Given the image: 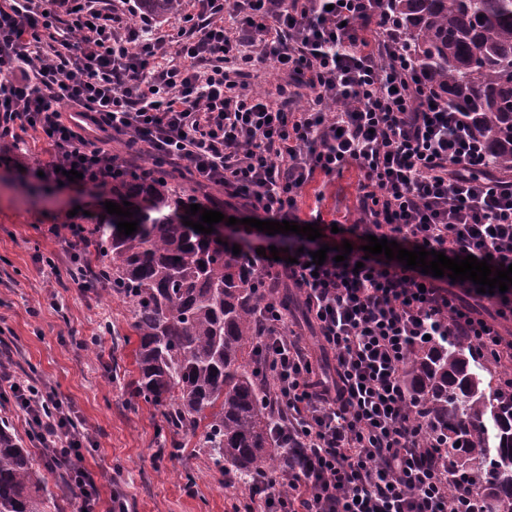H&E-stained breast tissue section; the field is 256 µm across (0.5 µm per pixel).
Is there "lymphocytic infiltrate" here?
<instances>
[{"label": "lymphocytic infiltrate", "instance_id": "obj_1", "mask_svg": "<svg viewBox=\"0 0 512 512\" xmlns=\"http://www.w3.org/2000/svg\"><path fill=\"white\" fill-rule=\"evenodd\" d=\"M223 14L235 27L218 23ZM114 21L107 0H0V139L19 130L41 137L52 155L46 179L73 169L76 187L91 192L151 180L152 169L105 150L117 134L222 188L225 217L298 225L299 198L316 175L349 165L363 174L356 216L340 221L339 233L318 213L320 239L286 235L296 263L247 248L261 278L287 277L336 371L332 383L314 381L287 314L264 302L258 374L276 404L275 447L292 463L257 471L248 512H487L451 450L422 447L421 400L405 363L441 338L512 361L504 332L512 288L482 294L471 281L435 278L363 247L373 235L510 265L512 181L484 173L482 135L418 67L387 0H189L174 33L151 37L150 17L121 37ZM172 52L178 63L165 64ZM258 58L294 76L280 101L242 81ZM301 88L308 107L286 111ZM346 241V262L311 268L321 245ZM3 382L37 425L48 469L69 468L93 512L98 487L83 464V423L54 390L21 384L6 364Z\"/></svg>", "mask_w": 512, "mask_h": 512}]
</instances>
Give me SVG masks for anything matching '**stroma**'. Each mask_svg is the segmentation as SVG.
<instances>
[{
  "instance_id": "stroma-1",
  "label": "stroma",
  "mask_w": 512,
  "mask_h": 512,
  "mask_svg": "<svg viewBox=\"0 0 512 512\" xmlns=\"http://www.w3.org/2000/svg\"><path fill=\"white\" fill-rule=\"evenodd\" d=\"M51 154L33 134L0 142V360L20 380L51 387L89 434L82 453L106 512H233L244 488L224 474L198 441L170 432L160 412L136 398L132 309L106 287L79 288L68 270L66 222L92 226L111 192L92 194L35 178ZM360 171L318 177L303 191L301 217L353 216Z\"/></svg>"
}]
</instances>
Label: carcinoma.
I'll return each mask as SVG.
<instances>
[{
	"mask_svg": "<svg viewBox=\"0 0 512 512\" xmlns=\"http://www.w3.org/2000/svg\"><path fill=\"white\" fill-rule=\"evenodd\" d=\"M157 18L180 0H138ZM419 67L485 137L491 169L512 176V0H390ZM131 203L137 231L112 229L98 247V271L112 295L132 306L137 336L135 395L167 428L199 437L213 464L243 483L281 461L275 413L256 379L257 269L244 245H223L183 224L205 204L161 176L112 185ZM469 346L421 350L406 380L426 406V445L448 442L462 471L492 504H512V391L498 384L496 359L470 361ZM49 494L29 449L0 426V512H46Z\"/></svg>",
	"mask_w": 512,
	"mask_h": 512,
	"instance_id": "obj_1",
	"label": "carcinoma"
}]
</instances>
